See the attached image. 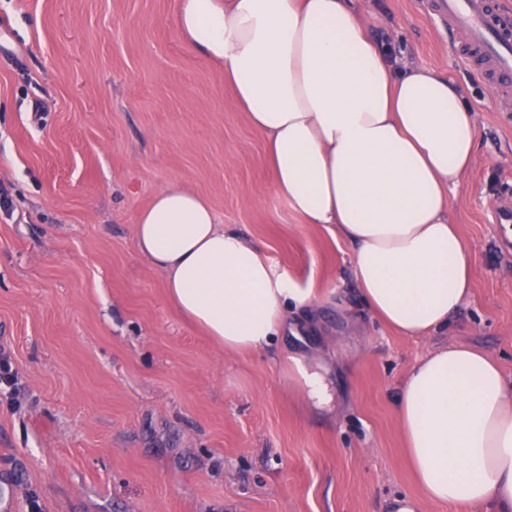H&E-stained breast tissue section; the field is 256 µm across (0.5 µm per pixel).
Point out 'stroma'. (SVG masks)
I'll return each mask as SVG.
<instances>
[{"label": "stroma", "mask_w": 512, "mask_h": 512, "mask_svg": "<svg viewBox=\"0 0 512 512\" xmlns=\"http://www.w3.org/2000/svg\"><path fill=\"white\" fill-rule=\"evenodd\" d=\"M399 58L464 90L477 151L450 198L473 262L447 337L409 340L366 308L351 250L275 192L264 138L224 73L182 39L174 0H0V498L27 512H489L423 500L392 395L443 342L512 378V112L417 0H354ZM179 185L260 244L319 305L298 335L225 354L137 252V213ZM322 367L332 409L285 360ZM288 383L300 390L310 405L327 409L333 396L318 367L302 356H290L286 362Z\"/></svg>", "instance_id": "35a3bbf8"}]
</instances>
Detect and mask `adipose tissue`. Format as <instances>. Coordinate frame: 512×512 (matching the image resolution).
I'll use <instances>...</instances> for the list:
<instances>
[{"mask_svg": "<svg viewBox=\"0 0 512 512\" xmlns=\"http://www.w3.org/2000/svg\"><path fill=\"white\" fill-rule=\"evenodd\" d=\"M175 16L264 135L276 194L351 245L371 312L409 339L446 331L473 277L448 214L477 145L461 88L435 67L397 65L353 0H175ZM134 235L169 300L225 353L272 345L290 310L317 306L192 190L157 193ZM286 369L310 405H331L307 358ZM395 409L427 500L512 512V380L495 358L466 345L416 358Z\"/></svg>", "mask_w": 512, "mask_h": 512, "instance_id": "ef3b65f1", "label": "adipose tissue"}]
</instances>
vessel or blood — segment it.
<instances>
[{
    "instance_id": "b4317fda",
    "label": "vessel or blood",
    "mask_w": 512,
    "mask_h": 512,
    "mask_svg": "<svg viewBox=\"0 0 512 512\" xmlns=\"http://www.w3.org/2000/svg\"><path fill=\"white\" fill-rule=\"evenodd\" d=\"M425 8L431 19L463 34L458 52L463 64L483 59L490 82L512 81V14L503 11L500 0H425Z\"/></svg>"
}]
</instances>
